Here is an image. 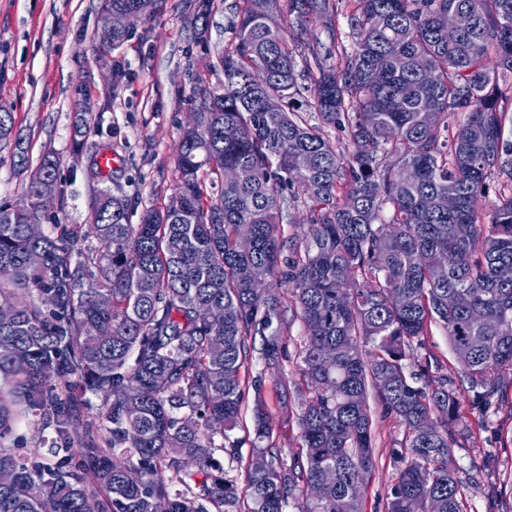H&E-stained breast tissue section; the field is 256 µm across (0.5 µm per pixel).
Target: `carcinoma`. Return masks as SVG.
<instances>
[{
  "mask_svg": "<svg viewBox=\"0 0 512 512\" xmlns=\"http://www.w3.org/2000/svg\"><path fill=\"white\" fill-rule=\"evenodd\" d=\"M212 0H195L191 22L206 34ZM288 26L268 25V0H238L234 38L219 57L222 88L200 89L198 124L177 147V208L131 223L125 195L94 191L89 224L30 232L37 205L57 185L49 151L24 187L27 203H0V512H360L361 486L375 471L374 389L404 426L386 512H466L456 425L464 419L448 379L418 351L440 325L467 380L470 409L485 411L512 371V139L504 137L512 88V0H354L355 37L344 68L303 38L331 29L335 0H285ZM134 21L153 19L159 0H103ZM469 15L455 39L439 15ZM131 33L102 27L99 46ZM307 79L317 118L292 105ZM466 114L455 132L448 118ZM74 149L87 147L93 117L74 101ZM347 131L344 155L329 128ZM0 103V144L13 137ZM244 176L222 178L224 169ZM500 182L489 222L475 202ZM453 194L455 209L441 204ZM302 202L310 219L283 243L276 225ZM250 225L248 233L241 226ZM94 236L99 247L88 244ZM41 255L27 264L30 253ZM291 288L254 287L257 276ZM485 312L476 323L448 295ZM224 310L209 322L199 311ZM299 319L304 384L281 393L297 412L301 446L284 459L271 441L263 377H242L256 338L279 367L286 310ZM254 393L252 461L245 487L221 456L241 462L239 425ZM100 398L99 425L80 419L77 391ZM36 414L56 426L60 447L80 445L94 485L70 470L71 456L30 463L3 445ZM325 471L335 482L308 491ZM179 489L172 490L173 486Z\"/></svg>",
  "mask_w": 512,
  "mask_h": 512,
  "instance_id": "cac0c4a2",
  "label": "carcinoma"
}]
</instances>
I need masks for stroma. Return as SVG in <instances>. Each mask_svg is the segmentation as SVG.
Instances as JSON below:
<instances>
[{"label": "stroma", "mask_w": 512, "mask_h": 512, "mask_svg": "<svg viewBox=\"0 0 512 512\" xmlns=\"http://www.w3.org/2000/svg\"><path fill=\"white\" fill-rule=\"evenodd\" d=\"M236 0H214L206 36H198L185 14V0H165L162 13L134 26L129 40L111 53V65L100 60L96 30L102 0H0V103L10 106L14 132L28 151V166L42 155L60 159L59 179L66 207L62 223L88 221V203L96 184L122 191L138 210L164 208L175 194L177 146L190 120L194 90L217 86L223 78L217 61L233 39ZM123 72L111 79L112 66ZM83 86L95 103H108L105 114L111 136L90 134L93 149L75 153L72 101ZM117 157V164L96 181L95 147ZM305 339L300 320L283 325L281 369L267 371L260 353L249 360V375H263V399L282 454L296 452L300 429L280 403L284 386L302 381L298 350ZM426 350L438 359L448 385L464 391L467 381L444 330L432 326ZM376 430V470L364 489L361 512H385L386 494L395 473L394 453L404 429L372 405ZM457 449L458 476L468 486L467 512H502L512 503V416L506 411L469 413Z\"/></svg>", "instance_id": "35a3bbf8"}]
</instances>
